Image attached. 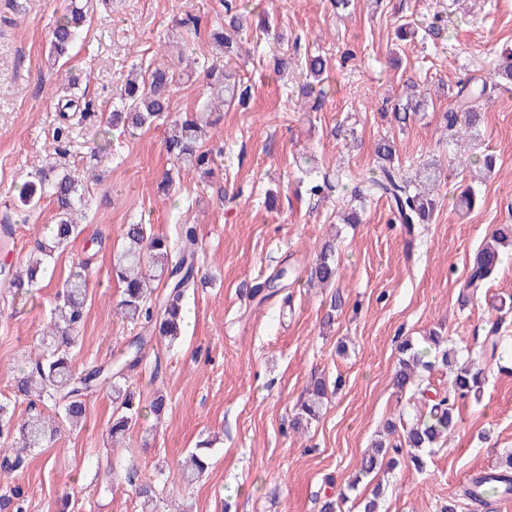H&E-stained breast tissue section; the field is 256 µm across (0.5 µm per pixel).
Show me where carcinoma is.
Segmentation results:
<instances>
[{"label": "carcinoma", "mask_w": 512, "mask_h": 512, "mask_svg": "<svg viewBox=\"0 0 512 512\" xmlns=\"http://www.w3.org/2000/svg\"><path fill=\"white\" fill-rule=\"evenodd\" d=\"M90 2L73 6L59 16L51 31L49 56L57 59L64 56L70 45L79 37L85 10ZM224 13L217 14L215 28L210 31L213 46L211 63L205 68L209 101L200 105L199 114L190 118L170 115V97L175 74L163 64H149L142 68L132 65L135 77L121 90L118 101L112 104V112L101 129L99 141L92 148L95 155L110 149V129L123 128L138 130L161 120L172 127V134L165 143L166 152L173 160L177 172L202 169L209 173L212 155L199 150L198 142L206 135L207 127L218 119L212 114L224 103V99L241 100L246 90L241 88L235 75L224 69V55L230 52L234 36L246 27V18L233 4H223ZM327 63L321 56H313L307 62V75L314 82L323 81ZM499 81L487 83L475 77L462 80L454 93V106L444 113L448 130L454 134L479 135L484 105L493 97L494 88L503 84L512 85V52L501 55L496 71ZM421 104L419 94L411 90L403 104L393 109V119L398 125H405ZM61 121L54 131V155L59 159L68 156L71 146V129L80 125L91 115V103L71 93V98L61 104ZM396 149L390 140H380L375 148L376 168L371 176L362 180V186L355 187V195L362 200H386L394 218L399 224H427L432 219L439 199L433 194V186L440 177L436 163H425L415 174L418 185L406 178L400 166L395 164ZM80 181L69 171H59L56 164L40 168L15 188L20 207L33 208L44 198L53 202L57 212V223L48 233L33 241V258L25 272L0 269V281L12 298L24 297L37 287L48 269L49 260L61 245L81 233L80 225L73 214L80 206H87L79 189ZM128 246L112 264V277L122 284L121 299L116 314L131 323H140L148 335L135 341L124 361L117 366H94L77 369L73 366L70 349L77 343L83 327L84 309L90 290L88 263L81 262L71 270L57 293L54 312L49 323L40 334V353L17 381V391L30 404L50 402L62 407L65 422L72 427L82 424L86 417L84 397L99 387L107 388L116 407L112 414V437L123 436L148 412L161 415L166 408V397L157 393L142 407L133 404L130 393L121 384L125 368L136 366L142 358V347L153 337L173 342L182 333L184 323L183 299L190 288L198 286L199 271L195 265L197 242L193 230L181 231L179 257L171 261L167 239L156 235L141 223L127 224L123 229ZM512 242V226H500L492 240L476 254L466 283V288L476 294L485 287L498 264V246ZM337 274L334 250L327 244L310 268L309 281L320 284L330 283ZM164 281L168 291L160 302L152 299L154 282ZM428 347L435 350L434 360H424V354L415 345L405 340L399 345L402 357L393 376V385L403 394L414 385L418 368L426 371L435 366L452 363L448 351L441 349L445 339L434 331L425 338ZM478 347L476 356L486 364L500 362L512 356V342L500 335V323L495 321L481 338L474 340ZM482 369L476 367L475 359L467 356L461 363H455V374L444 394L428 395V389L418 393L426 400L427 412L415 418L404 431V438L395 446L396 456L387 457V447L381 442L373 444L375 451L361 458L360 469L353 483L386 466L399 464L397 455L405 457L417 470L423 469L419 451L432 448L444 436L455 430L458 422L456 401L477 394L483 384ZM327 396L325 381L321 377L311 380L306 397L300 402L293 428L303 431L320 416ZM57 435V429L39 414L25 419H14L9 405L0 403V471L9 474L16 471L26 458L37 448L44 447ZM208 468L207 457L191 454L178 469L176 479L183 484L198 481ZM495 471L501 480L488 482L479 488L472 486L463 490L465 496L479 505L486 504L489 497L507 496L512 493V453L502 456ZM0 512H24L17 491L0 494Z\"/></svg>", "instance_id": "obj_1"}]
</instances>
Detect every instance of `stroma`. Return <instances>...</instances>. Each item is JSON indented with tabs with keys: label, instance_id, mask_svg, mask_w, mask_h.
<instances>
[{
	"label": "stroma",
	"instance_id": "obj_1",
	"mask_svg": "<svg viewBox=\"0 0 512 512\" xmlns=\"http://www.w3.org/2000/svg\"><path fill=\"white\" fill-rule=\"evenodd\" d=\"M70 2L0 0V217L14 186L48 159L69 76H79L88 97L103 98L120 88L133 64L158 60L176 74L171 112L192 114L206 95L196 61L211 47L207 37H188L179 21L188 13L213 21L219 0H97L70 60L54 66L47 61L50 31ZM238 4L249 32L228 54L227 68L250 98L225 105L209 128L204 148L224 149L210 177L182 176L163 193L159 183L173 166L165 124L113 131L101 160L90 153L97 128H76L67 168L89 201L83 231L55 252L26 300L0 290V401L21 420L30 409L15 395V378L28 367L72 264L88 262L92 280L73 361L81 368L113 363L142 333L114 313L120 290L112 255L123 244V226L142 222L164 236L179 224L194 227L198 264L213 281L187 292L191 324L181 339L149 342L127 373L135 402L147 404L160 392L168 408L162 418H141L116 446L111 394L89 393L83 427L61 424L51 447L0 477V493L20 490L25 512H58L64 496L69 512H142L133 486L107 477L110 468L131 466L139 479L156 480L155 512H321L327 498L338 496L343 512H359L376 487L379 512H441L451 501L457 512H471L459 500L467 476L495 468L512 450L508 360L486 366L479 401L460 406L456 430L425 451L424 471L404 460L358 486L350 481L386 423L413 416L391 382L402 341L416 343L438 329L462 352L492 320L512 333V312L496 309L512 299V261H501L480 295L464 290L475 254L495 229L512 224V90L487 105L476 145L451 142L443 128L457 81L493 79L501 53L512 50V0H353L345 11L330 0ZM264 18L283 42L262 33ZM314 55L329 64L326 97L315 110L301 90L305 60ZM281 57L288 60L284 76L275 71ZM410 81L427 101L402 128L389 114ZM384 138L394 141L407 173L426 161L439 164V209L431 223L405 230L392 223L383 200L358 204L361 223L341 222ZM472 152L493 155L495 163L476 183L479 203L465 212L456 200L472 181L458 161ZM303 157L312 179L337 180L340 188L310 198L298 181ZM56 221L46 202L28 221H15L0 264L21 268L33 236ZM328 240L335 244L336 279L324 288L309 285ZM283 268L293 269L298 282L262 300L250 297L252 285ZM337 295L344 305L335 310ZM329 313L334 321L326 328ZM315 374L325 378L328 395L319 419L298 433L293 415ZM204 440L211 443L208 471L191 486L171 484L169 475Z\"/></svg>",
	"mask_w": 512,
	"mask_h": 512
}]
</instances>
